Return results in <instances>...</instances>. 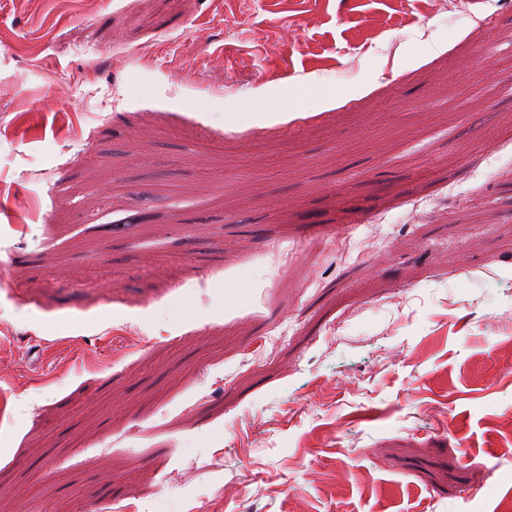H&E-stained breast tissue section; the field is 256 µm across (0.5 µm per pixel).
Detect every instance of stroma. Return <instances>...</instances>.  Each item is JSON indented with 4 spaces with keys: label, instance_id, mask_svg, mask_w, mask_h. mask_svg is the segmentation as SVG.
Here are the masks:
<instances>
[{
    "label": "stroma",
    "instance_id": "stroma-1",
    "mask_svg": "<svg viewBox=\"0 0 512 512\" xmlns=\"http://www.w3.org/2000/svg\"><path fill=\"white\" fill-rule=\"evenodd\" d=\"M446 2L0 0V512L512 502V0Z\"/></svg>",
    "mask_w": 512,
    "mask_h": 512
}]
</instances>
